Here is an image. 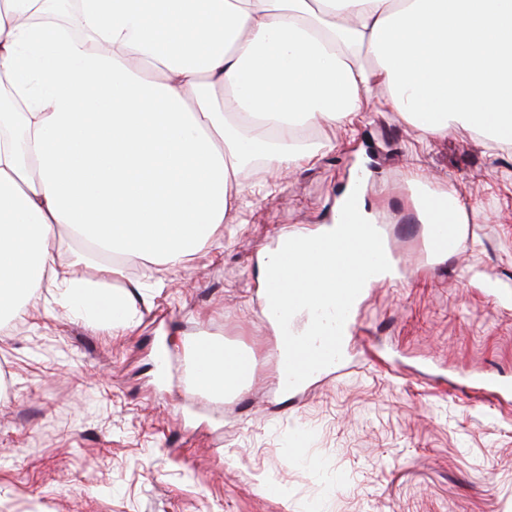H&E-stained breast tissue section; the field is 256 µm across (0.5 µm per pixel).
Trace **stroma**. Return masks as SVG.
<instances>
[{"label":"stroma","instance_id":"stroma-1","mask_svg":"<svg viewBox=\"0 0 512 512\" xmlns=\"http://www.w3.org/2000/svg\"><path fill=\"white\" fill-rule=\"evenodd\" d=\"M313 167L252 172L250 206L180 266L133 257L135 326L112 330L38 289L0 325V512H512V394L474 398L460 372L512 384V152L491 156L458 124L420 137L377 98ZM385 212L402 278L357 309L352 366L296 394L281 389L276 338L256 314L257 261L280 227L327 221L358 168ZM469 205L461 252L423 270L406 174ZM59 272L110 266L63 238ZM205 330L252 350L237 394L191 387V341ZM167 343L170 360L156 349Z\"/></svg>","mask_w":512,"mask_h":512}]
</instances>
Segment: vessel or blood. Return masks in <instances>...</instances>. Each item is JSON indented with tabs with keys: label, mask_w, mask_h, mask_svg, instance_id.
<instances>
[{
	"label": "vessel or blood",
	"mask_w": 512,
	"mask_h": 512,
	"mask_svg": "<svg viewBox=\"0 0 512 512\" xmlns=\"http://www.w3.org/2000/svg\"><path fill=\"white\" fill-rule=\"evenodd\" d=\"M463 227L459 224L424 227L421 243L427 265H439L446 252L459 243ZM384 254L353 263L346 279L322 281L308 291L288 292L283 281L308 278L309 272L299 262L294 251L287 250L277 257L274 280L259 302L258 314L262 321L285 322V305H298L311 310L317 325V334L307 341L288 340L283 353V386L293 392L305 387L318 376L339 373L345 363L351 340L349 330L352 314L363 284L371 282L378 268L388 263ZM224 353L234 361V373L226 390L241 389L255 374L258 361L250 351L228 345Z\"/></svg>",
	"instance_id": "vessel-or-blood-1"
}]
</instances>
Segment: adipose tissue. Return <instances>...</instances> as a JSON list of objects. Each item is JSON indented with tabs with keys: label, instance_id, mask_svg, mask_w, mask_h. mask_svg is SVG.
I'll use <instances>...</instances> for the list:
<instances>
[{
	"label": "adipose tissue",
	"instance_id": "ef3b65f1",
	"mask_svg": "<svg viewBox=\"0 0 512 512\" xmlns=\"http://www.w3.org/2000/svg\"><path fill=\"white\" fill-rule=\"evenodd\" d=\"M0 0V323L52 282L116 330L128 290L58 278L57 235L170 266L249 204L245 170L314 165L367 98L426 136L512 150V0H76L84 39Z\"/></svg>",
	"mask_w": 512,
	"mask_h": 512
}]
</instances>
